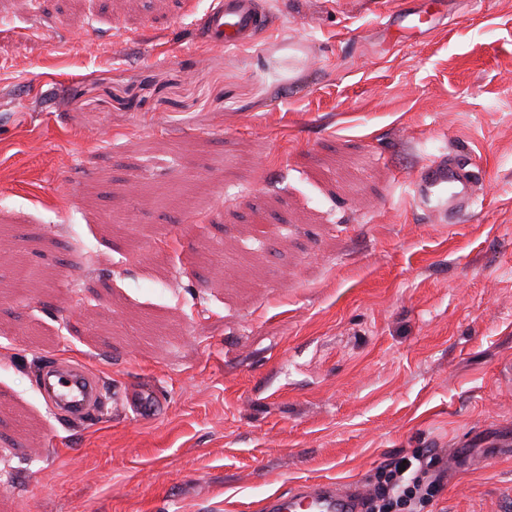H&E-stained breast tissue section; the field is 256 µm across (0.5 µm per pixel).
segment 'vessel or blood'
Wrapping results in <instances>:
<instances>
[{
  "instance_id": "obj_1",
  "label": "vessel or blood",
  "mask_w": 512,
  "mask_h": 512,
  "mask_svg": "<svg viewBox=\"0 0 512 512\" xmlns=\"http://www.w3.org/2000/svg\"><path fill=\"white\" fill-rule=\"evenodd\" d=\"M436 14L420 9H396L382 17L390 39L402 43L434 28ZM271 13L257 9V0H214L204 27L205 41L215 47L252 44L273 26ZM477 175L460 156L442 155L420 167L411 178L418 210L443 222L469 215L478 202ZM41 392L53 414L83 423L101 413L103 385L83 368L49 361L40 369ZM359 495L335 483L302 485L288 495L267 500L265 512H360Z\"/></svg>"
}]
</instances>
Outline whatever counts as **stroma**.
<instances>
[{
  "label": "stroma",
  "mask_w": 512,
  "mask_h": 512,
  "mask_svg": "<svg viewBox=\"0 0 512 512\" xmlns=\"http://www.w3.org/2000/svg\"><path fill=\"white\" fill-rule=\"evenodd\" d=\"M392 2L259 0L224 49L212 0H0V512H263L404 454L417 512H512V0L397 46ZM443 154L455 224L409 189ZM54 359L102 415L48 409ZM274 23L270 12L258 11L257 0H215L203 34L209 45L238 48L252 44ZM459 155L430 160L411 177L415 207L442 222H458L478 202L477 175ZM41 392L55 415L84 423L101 414L103 385L83 368L48 361L40 369Z\"/></svg>",
  "instance_id": "obj_1"
}]
</instances>
